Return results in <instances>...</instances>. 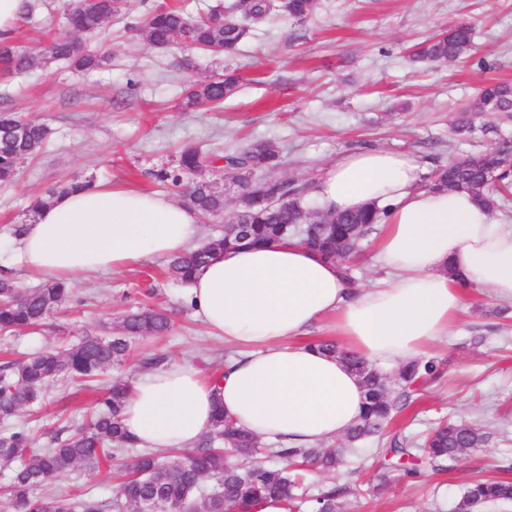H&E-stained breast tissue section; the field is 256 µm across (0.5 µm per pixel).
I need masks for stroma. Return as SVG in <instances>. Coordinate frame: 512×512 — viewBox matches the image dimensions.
<instances>
[{"label": "stroma", "instance_id": "obj_1", "mask_svg": "<svg viewBox=\"0 0 512 512\" xmlns=\"http://www.w3.org/2000/svg\"><path fill=\"white\" fill-rule=\"evenodd\" d=\"M65 2L33 0L12 45L47 47L65 26ZM223 2L126 0L121 15L98 35L82 38L89 52L109 54L105 68L85 72L53 61L41 69L0 73V113L35 117L49 128L46 143L22 164L15 183L0 184V272L24 288L38 284L17 263L7 237L33 198L90 177L166 194L151 172L185 147L231 154L248 141L268 140L281 154L277 175L306 183L359 148L405 151L430 170L512 139L511 113L486 112L474 119L473 132L454 131L464 106L487 82L512 83V0H317L304 22L282 16L254 28L230 58L152 49L138 33L151 10L179 6L196 18ZM459 22L474 28V47L460 62L432 68L407 63L415 44ZM228 72L240 78L233 98L218 108H184L190 83ZM166 264L154 258L76 277L71 300L40 330L0 338V364L76 343L87 331L109 334L147 303L169 311L170 333L137 341L129 360L108 370L107 378H130L155 354L189 356L210 372L222 368L232 350L196 317L185 288L165 277ZM497 303L488 289H467L447 337L429 349L446 362L445 377L420 392L390 427L415 440L445 416L480 420L493 432V442L444 472L425 468L409 479L400 469H387V484L378 491L368 485L382 463L373 444L339 472L313 471L314 486L336 481L357 487L344 512H454L473 479H512V319L492 330L481 314L482 307ZM96 395V386L57 381L44 405L25 412L21 421L37 432V447H44L46 430L78 427ZM134 458L129 451L94 473H63L46 492L112 500L118 493L116 470Z\"/></svg>", "mask_w": 512, "mask_h": 512}]
</instances>
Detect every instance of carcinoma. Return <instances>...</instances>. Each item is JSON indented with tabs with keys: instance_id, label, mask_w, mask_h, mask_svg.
I'll return each mask as SVG.
<instances>
[{
	"instance_id": "carcinoma-1",
	"label": "carcinoma",
	"mask_w": 512,
	"mask_h": 512,
	"mask_svg": "<svg viewBox=\"0 0 512 512\" xmlns=\"http://www.w3.org/2000/svg\"><path fill=\"white\" fill-rule=\"evenodd\" d=\"M316 0H286L285 9L273 0H235L231 7L242 14L243 26L224 24L221 12L205 19L191 20L181 10L158 8L142 22L139 33L148 46L170 42L183 48L186 43L224 44V54L235 53L248 34L245 26L269 21L279 13L302 22L315 9ZM113 0H84L65 4L73 31L93 34L101 31L115 15ZM470 29L458 25L447 35H437L415 46L409 55L412 63L444 65L470 50ZM51 59L66 60L77 70H94L105 55L92 54L68 33L57 35L49 54L18 52L9 45L0 49V65L6 71L30 70ZM238 79L204 80L186 95V105L209 103L217 106L233 96ZM471 116L457 126L459 134L472 129V116L484 112H512V84L495 83L485 87L468 105ZM24 124L23 137L15 136ZM48 135L47 127L35 120L25 123L15 116L0 115V182L14 180L21 160L32 158ZM276 146L266 140L249 144L235 155H203L195 148L184 149L177 161L153 172L156 180L168 184L184 199V204L205 218L224 214V194L211 190L204 182L185 192L183 176L201 168L226 171L246 189L254 181H271V195L246 191L236 203L240 223L228 224L224 232L202 243L197 249L173 256L168 263L172 278L183 286L194 273L218 252L258 247L284 238H299L309 248L331 261L344 262L356 253L362 242L377 231L382 210L376 206L358 212L329 213L332 224H304L301 212L315 211L308 200L309 186L294 179L274 177L270 171L278 164ZM512 140L502 139L495 146L470 153L435 170L430 189L469 192L489 210L507 205L512 195ZM70 288L65 282L44 281L31 289L18 287L4 275L0 277V334L36 328L65 303ZM172 327L170 317L152 308L130 314L113 328L109 336L87 334L64 351L46 350L20 361H7L0 374V420L5 422L19 412L39 407L49 383L58 380L92 381L109 368L121 366L131 344L139 337L163 336ZM319 349L350 366L360 377L364 389V409L360 420L349 428L334 448H277L237 427L220 409L210 429L187 453L162 455L151 448H140L121 483L119 495L104 504L91 497L49 496L38 490L51 484L66 471L95 472L100 466L139 443L127 434L122 424L126 384L114 380L103 388L85 425L74 433L48 436L49 447L38 449L34 438L23 429L0 428V463L12 466L6 501L12 512H141L147 506L156 512H258L265 502H279L284 512H343V500L350 489L345 483L327 486L308 494L304 472L318 463L336 469L349 454H356L370 439L381 442V453L388 461H413L407 442L398 435L385 436L393 419L409 408L423 388L444 374L441 361L420 358L407 362L390 375L339 347L335 341H316ZM492 432L479 422L439 421L421 443V458L434 471L441 472L462 461L472 450L483 448ZM512 502V481L476 479L464 491L455 512H476L486 504Z\"/></svg>"
}]
</instances>
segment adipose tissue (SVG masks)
I'll return each instance as SVG.
<instances>
[{
    "label": "adipose tissue",
    "mask_w": 512,
    "mask_h": 512,
    "mask_svg": "<svg viewBox=\"0 0 512 512\" xmlns=\"http://www.w3.org/2000/svg\"><path fill=\"white\" fill-rule=\"evenodd\" d=\"M414 156L386 149L342 155L312 192L328 212L384 208L377 254L385 284L351 287L337 263L299 239L219 253L187 287L212 335L239 350L213 375L168 359L128 382L122 422L150 448L191 449L223 408L236 426L285 447L336 439L358 422L363 388L305 337L329 320L334 339L382 368L424 356L455 321L464 293L512 301V225L464 191L422 185ZM197 213L169 197L94 183L62 193L24 224L22 264L67 282L198 245Z\"/></svg>",
    "instance_id": "1"
}]
</instances>
